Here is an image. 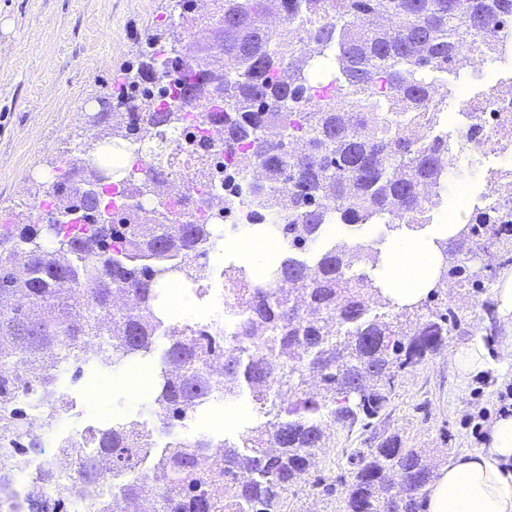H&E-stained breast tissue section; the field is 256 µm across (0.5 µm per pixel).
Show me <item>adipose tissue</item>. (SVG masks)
I'll return each instance as SVG.
<instances>
[{"label": "adipose tissue", "instance_id": "obj_1", "mask_svg": "<svg viewBox=\"0 0 512 512\" xmlns=\"http://www.w3.org/2000/svg\"><path fill=\"white\" fill-rule=\"evenodd\" d=\"M229 245L240 261L262 268L280 246L254 234L251 225H239ZM383 257L376 276L385 295L398 305L424 299L436 287L442 256L433 238L394 231L374 243ZM459 387L498 365L512 364V336L504 337L497 358H490L483 333H475L454 354ZM512 416L497 419L486 447L451 460L424 490V512H512Z\"/></svg>", "mask_w": 512, "mask_h": 512}]
</instances>
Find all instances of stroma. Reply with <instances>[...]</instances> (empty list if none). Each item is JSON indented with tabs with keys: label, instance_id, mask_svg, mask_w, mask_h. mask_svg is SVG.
Segmentation results:
<instances>
[{
	"label": "stroma",
	"instance_id": "obj_1",
	"mask_svg": "<svg viewBox=\"0 0 512 512\" xmlns=\"http://www.w3.org/2000/svg\"><path fill=\"white\" fill-rule=\"evenodd\" d=\"M178 0H0V217L31 223L30 206L49 193L41 172L58 166L65 152L82 155L94 142L82 102L102 111L118 93L122 74L142 59L146 40H172ZM492 261L467 267L464 284L438 289L434 310H453L461 320L447 346L401 372L386 408L368 426L336 428L317 455L306 485L289 492L282 512H340L344 479L354 467L349 457L366 454L383 439L399 437L405 447L425 451L433 467L482 448L467 419L479 410H497L498 393L512 383V366L491 368L458 388L455 350L474 333L486 334L496 349L505 330L490 324L493 288L512 267V250L495 246ZM128 369L109 376L83 372L79 388L107 389L97 413L117 421L136 419L162 436L146 394L131 391ZM332 494H325L324 486Z\"/></svg>",
	"mask_w": 512,
	"mask_h": 512
}]
</instances>
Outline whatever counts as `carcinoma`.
I'll return each mask as SVG.
<instances>
[{
    "label": "carcinoma",
    "instance_id": "1",
    "mask_svg": "<svg viewBox=\"0 0 512 512\" xmlns=\"http://www.w3.org/2000/svg\"><path fill=\"white\" fill-rule=\"evenodd\" d=\"M265 2L183 0L188 25L222 29L224 39L190 55L172 50L162 65L164 44L155 37L148 62L125 73L123 85L133 91L171 77L179 102L190 103L219 83L227 167L241 171L237 190L268 218L262 229L279 234L290 251L322 240L336 219L421 223L419 194L440 183L448 145L405 125L429 106L428 76L476 71L473 55L491 50L490 26L512 23V0H284L287 21L300 23L314 46L309 55L291 47L286 28L259 33ZM311 99L314 108L302 111ZM131 102L129 95L92 117L107 144H155L140 176L119 183L118 212L155 193L167 170L160 142L184 118L178 106L142 97L146 115L137 123ZM104 206L75 184L57 204L71 223L42 234L29 225L0 232V440L14 448L0 462V512H16L4 489L27 456L44 452L42 437L25 427L38 404L24 396L36 386L52 398L62 367L110 373L151 355L162 337L152 404L168 427L207 397L236 399L245 384L268 420L256 436L224 441L218 457L209 456L206 435L190 445L173 439L157 453L152 432L134 421L100 432L95 447L65 449L48 462L40 480L52 493L29 499L26 512H66L73 492L100 483L101 457L112 463V477H126L102 502L106 512H133L149 493L158 512H281L288 491L307 481L330 427L377 416L395 387L390 370L418 365L458 327L453 311H431L404 333L396 320L427 301L393 315L395 303L369 273L355 270L366 261L376 267L379 251L332 242L311 264L297 257L271 263L260 281L243 266L224 267L225 290L253 287L241 300V338L255 348L245 357L218 336L160 317L163 284L204 276L213 225L173 224L161 210L151 224H116L102 220ZM478 220L453 240L469 246L482 230L499 233L489 212ZM437 247L439 282L464 277L465 260L446 241ZM313 371L320 388L310 395L302 387ZM146 456L153 468L140 474ZM355 465L344 512H419L433 472L417 449L388 437ZM70 466L73 481L63 484L60 473Z\"/></svg>",
    "mask_w": 512,
    "mask_h": 512
}]
</instances>
